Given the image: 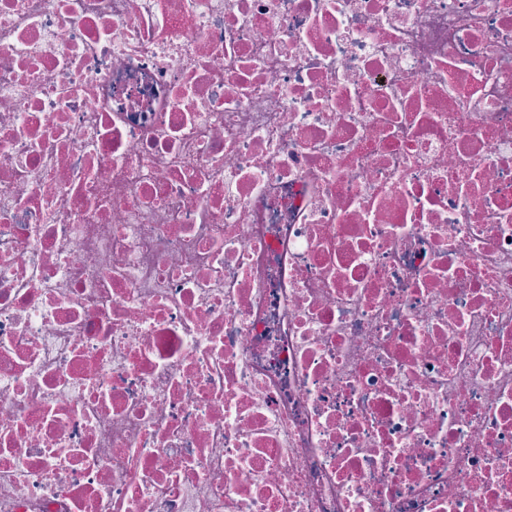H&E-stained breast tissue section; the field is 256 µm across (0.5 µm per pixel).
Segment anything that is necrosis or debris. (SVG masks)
<instances>
[{"mask_svg":"<svg viewBox=\"0 0 512 512\" xmlns=\"http://www.w3.org/2000/svg\"><path fill=\"white\" fill-rule=\"evenodd\" d=\"M0 512H512V0H0Z\"/></svg>","mask_w":512,"mask_h":512,"instance_id":"obj_1","label":"necrosis or debris"}]
</instances>
